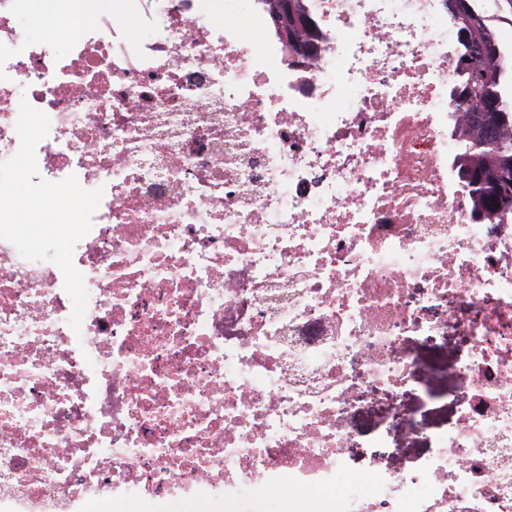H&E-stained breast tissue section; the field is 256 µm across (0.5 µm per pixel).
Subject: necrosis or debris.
Listing matches in <instances>:
<instances>
[{
    "label": "necrosis or debris",
    "instance_id": "1",
    "mask_svg": "<svg viewBox=\"0 0 512 512\" xmlns=\"http://www.w3.org/2000/svg\"><path fill=\"white\" fill-rule=\"evenodd\" d=\"M0 0V161L102 190L60 268L0 239V512L195 498L206 512H512V224L452 166L441 0H308L288 56L258 0H112L56 48ZM249 23L258 39L241 28ZM453 329L457 417L349 477L355 420L423 391Z\"/></svg>",
    "mask_w": 512,
    "mask_h": 512
}]
</instances>
